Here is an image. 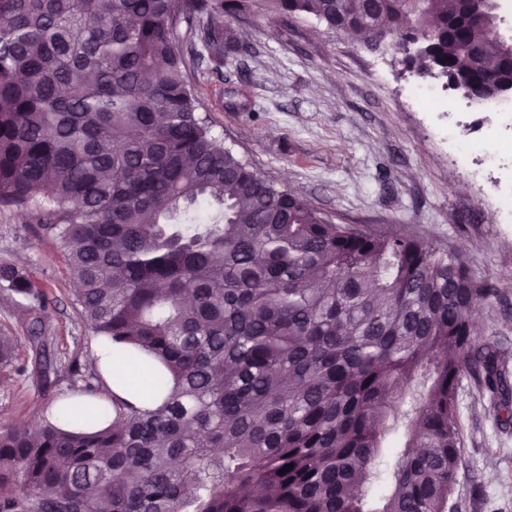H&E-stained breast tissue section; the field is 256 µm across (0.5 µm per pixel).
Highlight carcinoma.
I'll use <instances>...</instances> for the list:
<instances>
[{"instance_id":"carcinoma-1","label":"carcinoma","mask_w":512,"mask_h":512,"mask_svg":"<svg viewBox=\"0 0 512 512\" xmlns=\"http://www.w3.org/2000/svg\"><path fill=\"white\" fill-rule=\"evenodd\" d=\"M250 2L0 0V206L40 217L126 386L164 395L155 409L112 396L108 427L78 400L65 426L1 430L0 512H448L462 375L512 423V382L474 321L497 289L430 242L328 222L211 133L174 31L194 30L218 72ZM261 9L387 41L418 74L490 95L512 76L497 0ZM405 32L425 49L407 52ZM0 286L26 332L0 334V375L48 392L66 363L92 389L100 375L52 348L27 270L1 263Z\"/></svg>"}]
</instances>
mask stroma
I'll return each instance as SVG.
<instances>
[{"label": "stroma", "mask_w": 512, "mask_h": 512, "mask_svg": "<svg viewBox=\"0 0 512 512\" xmlns=\"http://www.w3.org/2000/svg\"><path fill=\"white\" fill-rule=\"evenodd\" d=\"M232 26L241 47L222 72L202 65L188 73L213 133L334 223L407 232L460 253L470 276L497 290L480 325L512 372V224L498 219L493 180L472 182L451 165L432 115L406 99L414 70L390 49L369 50L311 16L284 27L257 12ZM2 260L24 266L47 292L56 346L93 373L98 338L38 217L0 208ZM81 393L64 372L46 397L0 379V418H49ZM457 396L466 461L453 496L458 512H512V424H500L475 376L461 377Z\"/></svg>", "instance_id": "1"}]
</instances>
